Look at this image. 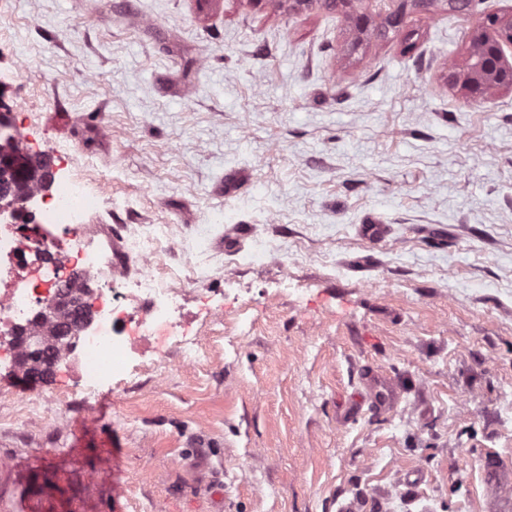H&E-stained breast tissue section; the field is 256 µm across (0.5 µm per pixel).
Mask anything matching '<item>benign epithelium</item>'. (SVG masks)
<instances>
[{
  "label": "benign epithelium",
  "mask_w": 512,
  "mask_h": 512,
  "mask_svg": "<svg viewBox=\"0 0 512 512\" xmlns=\"http://www.w3.org/2000/svg\"><path fill=\"white\" fill-rule=\"evenodd\" d=\"M434 0H289L290 9L302 13L319 6L327 11L340 12L351 21L358 37L375 35L384 38L392 30L401 28L406 21L408 4L426 11ZM512 48V15H493L471 33L466 68L448 69L447 81L461 84L470 96L479 100L494 88L512 90V62L505 49ZM0 102V213L17 212L16 205L22 197L18 184L32 171H47L45 160L32 155L14 141L10 113ZM25 355L30 359L34 372L42 371L49 352L44 348L28 346Z\"/></svg>",
  "instance_id": "benign-epithelium-1"
}]
</instances>
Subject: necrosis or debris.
Returning a JSON list of instances; mask_svg holds the SVG:
<instances>
[{"mask_svg": "<svg viewBox=\"0 0 512 512\" xmlns=\"http://www.w3.org/2000/svg\"><path fill=\"white\" fill-rule=\"evenodd\" d=\"M108 188L103 181L91 189L72 175L30 192L21 215L0 218V352L20 363L24 339L43 327L40 312L62 295L79 296L83 315L53 365L74 374L88 399L105 380L127 375L146 344L178 346L188 365L202 349L182 330L185 288L156 262L158 238L127 231L121 237L126 264L118 269L92 245L85 219ZM33 213L39 223H27Z\"/></svg>", "mask_w": 512, "mask_h": 512, "instance_id": "4bbe7bcc", "label": "necrosis or debris"}]
</instances>
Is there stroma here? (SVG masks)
Listing matches in <instances>:
<instances>
[{"label":"stroma","instance_id":"35a3bbf8","mask_svg":"<svg viewBox=\"0 0 512 512\" xmlns=\"http://www.w3.org/2000/svg\"><path fill=\"white\" fill-rule=\"evenodd\" d=\"M510 13L434 0L356 48L286 0H0V101L52 168L110 180L99 243L163 227L182 269L207 224L212 267L185 301L196 367L169 349L86 418L55 371L0 367V512H484L483 456L512 461V90L446 73ZM368 366L388 414L352 408ZM360 383L365 391L366 403L373 414L389 411L400 398L395 384L373 370H363L360 374Z\"/></svg>","mask_w":512,"mask_h":512}]
</instances>
